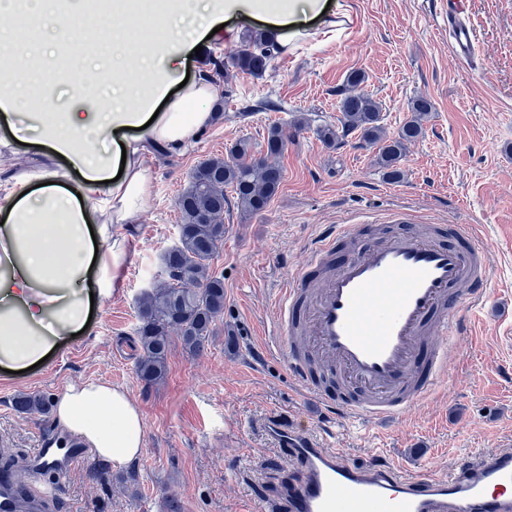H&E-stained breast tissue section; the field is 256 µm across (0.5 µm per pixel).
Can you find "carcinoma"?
<instances>
[{
    "label": "carcinoma",
    "instance_id": "obj_1",
    "mask_svg": "<svg viewBox=\"0 0 512 512\" xmlns=\"http://www.w3.org/2000/svg\"><path fill=\"white\" fill-rule=\"evenodd\" d=\"M277 51L262 33L246 31L240 45L226 60L214 61L216 72L233 68L259 78L276 59ZM365 76H347L346 95L340 100L339 125H324L317 135L326 144H336L351 131L379 146L378 164L388 179L403 177L400 161L407 145L424 131L423 121L432 112L431 101L420 96L410 103L411 117L395 137L381 126V109L361 85ZM288 124H273L267 130L263 150L254 152L246 139L235 142L222 157H210L190 171L188 184L176 205L180 213L178 243L163 256L167 279L142 294L137 305L136 336L142 354L136 364L137 377L153 384L166 373L173 339L183 350L196 355L204 349L216 321L224 315V277L211 268L214 255L224 244V207L233 193L234 203L245 216L262 213L277 195L283 180L281 168L270 159L282 153L288 139ZM52 398L23 394L15 398L20 413L46 415Z\"/></svg>",
    "mask_w": 512,
    "mask_h": 512
}]
</instances>
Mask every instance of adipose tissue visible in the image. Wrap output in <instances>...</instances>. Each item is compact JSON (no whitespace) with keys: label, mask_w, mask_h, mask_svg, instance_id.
Returning a JSON list of instances; mask_svg holds the SVG:
<instances>
[{"label":"adipose tissue","mask_w":512,"mask_h":512,"mask_svg":"<svg viewBox=\"0 0 512 512\" xmlns=\"http://www.w3.org/2000/svg\"><path fill=\"white\" fill-rule=\"evenodd\" d=\"M340 0H112L115 15L150 28L142 40L112 31L111 62L78 57L64 78L71 105L44 112L55 73L33 63L0 65V122H28L34 144L62 158L59 169H28L0 191V369L29 370L86 325L92 303L123 279L126 250L116 226L137 223L152 184L142 158L182 152L211 119L222 87L200 71L173 79L197 45H229L251 20L279 49L330 23ZM53 420L97 457L126 463L143 446L139 406L110 382L68 384Z\"/></svg>","instance_id":"obj_1"}]
</instances>
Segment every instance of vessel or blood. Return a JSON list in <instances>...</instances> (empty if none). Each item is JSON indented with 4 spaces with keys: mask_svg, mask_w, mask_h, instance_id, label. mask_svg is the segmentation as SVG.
I'll use <instances>...</instances> for the list:
<instances>
[{
    "mask_svg": "<svg viewBox=\"0 0 512 512\" xmlns=\"http://www.w3.org/2000/svg\"><path fill=\"white\" fill-rule=\"evenodd\" d=\"M450 48L471 60L467 0L443 4ZM398 233L371 238V225L330 227L274 298L277 349L306 393L342 418L376 425L428 399L449 371L464 309L482 306L489 252L473 226L442 224L428 234L399 221ZM267 433L300 467L286 492L289 512H512V448L461 460L447 477L371 459L351 461L329 446V427L275 420ZM87 456L56 433L21 465L0 466V512H55L57 487Z\"/></svg>",
    "mask_w": 512,
    "mask_h": 512,
    "instance_id": "1",
    "label": "vessel or blood"
}]
</instances>
